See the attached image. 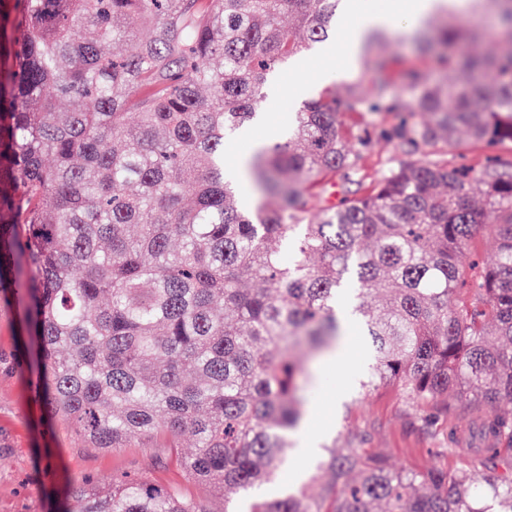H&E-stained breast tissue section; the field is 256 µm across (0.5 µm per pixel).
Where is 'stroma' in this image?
<instances>
[{
    "label": "stroma",
    "instance_id": "1",
    "mask_svg": "<svg viewBox=\"0 0 512 512\" xmlns=\"http://www.w3.org/2000/svg\"><path fill=\"white\" fill-rule=\"evenodd\" d=\"M443 18V13L433 12L418 26L392 29L389 39L375 49L388 60L381 72L358 59L347 68H325L308 80L304 73L320 60V53L291 61L280 83L269 88L259 105L253 132L262 134L269 146L285 141L286 120L270 126L272 115L281 113L287 119L303 101L328 90L343 92L355 82L370 88L385 84L388 96L399 105L395 112L366 113L363 122L368 127L376 129L402 119L422 121L415 108L412 74L442 86L459 78L458 72L443 69L436 55L420 50L423 31L434 30ZM19 314L15 300H0V512H57L70 485L92 476L136 471L162 486L181 483L180 473L166 463L162 449L94 450L44 418L30 387V370L17 363ZM349 330L354 343L349 358L332 369L318 366L315 378L304 385L305 409L317 425V436L335 441L340 448L361 442L381 452L398 470L465 469L474 485H482L486 471L475 454L482 442L467 413L460 409L452 415L440 404L412 406L393 387L366 396L359 393L357 379L370 363L371 353L358 324H351ZM452 423L469 454L448 451Z\"/></svg>",
    "mask_w": 512,
    "mask_h": 512
}]
</instances>
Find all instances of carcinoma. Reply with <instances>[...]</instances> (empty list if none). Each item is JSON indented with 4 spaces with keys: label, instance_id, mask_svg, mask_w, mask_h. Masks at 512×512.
I'll return each instance as SVG.
<instances>
[{
    "label": "carcinoma",
    "instance_id": "1",
    "mask_svg": "<svg viewBox=\"0 0 512 512\" xmlns=\"http://www.w3.org/2000/svg\"><path fill=\"white\" fill-rule=\"evenodd\" d=\"M342 2L0 0V295L23 304L20 356L54 425L89 448H165L184 481L227 500L279 483L299 377L342 316L360 319L367 391L477 408L483 486L324 444L315 494L248 512H512V474L493 470L512 446L498 410L512 401V169L474 172L445 150L460 125L512 141V0H469L506 47L463 84H419L430 121L374 139L356 117L393 111L385 87L327 92L245 177L224 173L226 135L257 118L271 73L336 34ZM462 38L438 28L450 66ZM378 147L389 165L366 184ZM328 180L363 191L326 206ZM485 237L497 259L479 268ZM90 483L77 512H214L141 474Z\"/></svg>",
    "mask_w": 512,
    "mask_h": 512
}]
</instances>
